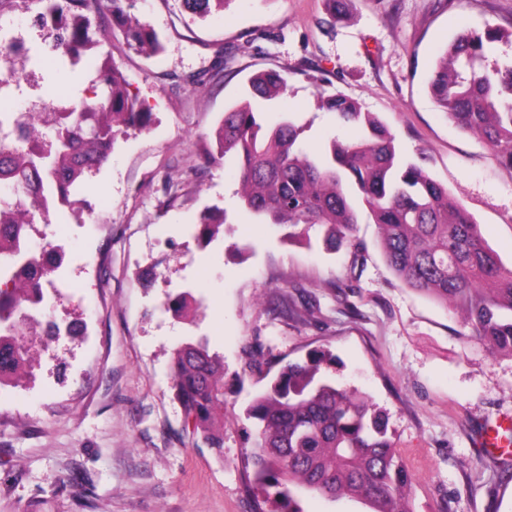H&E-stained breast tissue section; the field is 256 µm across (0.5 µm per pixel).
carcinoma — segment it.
<instances>
[{"mask_svg": "<svg viewBox=\"0 0 512 512\" xmlns=\"http://www.w3.org/2000/svg\"><path fill=\"white\" fill-rule=\"evenodd\" d=\"M204 16L224 0H180ZM134 0H0V95L21 88L12 57L22 39L5 18L22 10L61 60L81 63L84 96L60 112L32 108L0 116V251L51 213L75 209L87 178L107 164L118 128L149 129L150 109L128 91L112 52L95 34L118 31L128 49L158 54L160 34L132 13ZM505 34L492 28L465 31L448 43L429 80L431 97L457 126L482 136L502 164L512 168V60L488 66L492 44ZM287 78L264 71L249 80L248 100L228 108L202 152V166L235 158L232 176L240 208L259 224L289 228L288 238L311 243L319 229L327 251L348 241L365 205L379 225L386 261L408 287L438 302L459 306L471 336L492 352L512 355V266L503 264L480 227L448 190L417 163L400 157L395 137L355 100L332 93L322 108L341 126L361 134L333 140L320 155L307 152L303 127L290 114L268 124L255 105L284 97ZM219 225L206 218L195 235L210 243ZM18 277L0 285V314L13 328L0 330V375L19 378L30 359L19 340L26 325L22 302L44 298L45 284ZM334 356L314 352L286 364L246 410L256 420L248 463L273 492L277 512H302L297 492L359 502L370 512H413L412 478L388 436L385 415L336 379ZM173 386L193 434L224 449V361L207 347L185 343L174 352Z\"/></svg>", "mask_w": 512, "mask_h": 512, "instance_id": "cac0c4a2", "label": "carcinoma"}]
</instances>
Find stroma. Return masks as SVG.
Instances as JSON below:
<instances>
[{
    "label": "stroma",
    "mask_w": 512,
    "mask_h": 512,
    "mask_svg": "<svg viewBox=\"0 0 512 512\" xmlns=\"http://www.w3.org/2000/svg\"><path fill=\"white\" fill-rule=\"evenodd\" d=\"M135 11L161 33L163 52L128 51L119 35L109 48L152 124L118 137L65 228L31 232L62 257L46 316L63 329L80 323L82 333L60 337L0 400V512H253L245 409L270 376L320 350L385 414L413 478V512H512V457L477 445L487 427L512 421V356L489 354L453 307L402 282L368 213L340 251L308 249L238 212L230 169L197 166L247 79L281 70V106L310 149L358 134L321 109V95L354 99L511 266L512 168L439 112L427 82L460 32L512 34V0H353L343 23L327 0H228L203 18L179 0H136ZM12 28L28 49L15 67L29 83L7 97L9 111L77 103L82 69L59 73L25 14ZM219 51L224 69L214 76ZM204 71L203 92L192 91L186 76ZM214 207L227 223L206 245L191 226ZM235 243L253 250L234 256ZM184 291L197 310L180 318L167 300ZM189 341L224 360L220 455L193 437L173 388L174 351Z\"/></svg>",
    "instance_id": "obj_1"
}]
</instances>
